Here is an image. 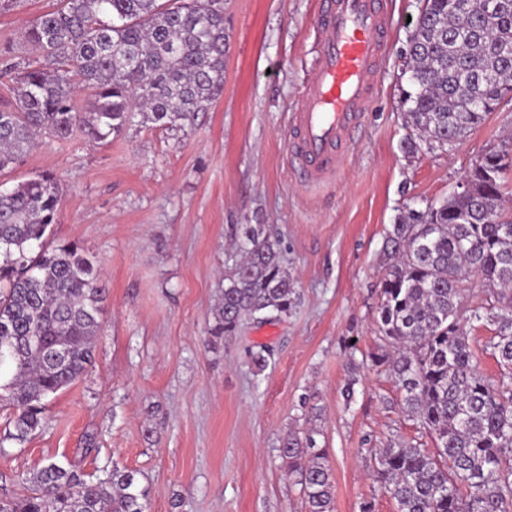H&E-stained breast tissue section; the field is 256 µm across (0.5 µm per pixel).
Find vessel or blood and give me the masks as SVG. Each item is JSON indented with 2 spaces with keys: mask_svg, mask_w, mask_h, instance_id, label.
<instances>
[{
  "mask_svg": "<svg viewBox=\"0 0 512 512\" xmlns=\"http://www.w3.org/2000/svg\"><path fill=\"white\" fill-rule=\"evenodd\" d=\"M318 57L292 116L290 159L303 180L337 176L386 49L383 0H324Z\"/></svg>",
  "mask_w": 512,
  "mask_h": 512,
  "instance_id": "1",
  "label": "vessel or blood"
}]
</instances>
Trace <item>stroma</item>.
<instances>
[{"instance_id":"35a3bbf8","label":"stroma","mask_w":512,"mask_h":512,"mask_svg":"<svg viewBox=\"0 0 512 512\" xmlns=\"http://www.w3.org/2000/svg\"><path fill=\"white\" fill-rule=\"evenodd\" d=\"M321 0H224V93L194 124L132 123L99 142L43 136L0 184L43 173L61 189L51 244H78L107 290L89 371L48 403L43 426L11 439L0 406V499L28 495L23 476L47 460L87 475L139 471L147 512H305L279 455L288 431L313 430L332 469L334 512H397L371 476V451L432 447L401 409V392L369 356L386 232L409 208L448 198L478 156L512 147V103L460 144L405 155L399 110L408 20L421 0H387L388 45L343 176L310 186L288 162L289 118L314 65ZM56 0L0 13V51L35 55L28 20ZM235 224L282 241L300 294L284 320L209 343ZM467 334L484 375L512 389L489 346ZM273 358L253 372L248 350ZM352 397H345V389Z\"/></svg>"}]
</instances>
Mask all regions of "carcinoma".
I'll use <instances>...</instances> for the list:
<instances>
[{
  "label": "carcinoma",
  "instance_id": "cac0c4a2",
  "mask_svg": "<svg viewBox=\"0 0 512 512\" xmlns=\"http://www.w3.org/2000/svg\"><path fill=\"white\" fill-rule=\"evenodd\" d=\"M494 2L486 13L480 0H425L408 38L405 153L445 151L512 100V0ZM24 39L38 59L0 55L14 99L0 109V172L42 132L104 141L136 115L185 126L224 92V0H58ZM78 83L91 90L83 112L73 107ZM511 172V152L489 151L465 174L466 193L399 213L386 234L376 326L387 349L371 362L394 375L403 412L434 442L374 454L376 482L397 512H512V391L480 371L464 329L495 324L490 348L512 370V222L502 220L501 191ZM60 200L50 173L0 190V403L20 441L40 426L47 399L92 365L107 297L76 244L47 243ZM234 248L210 328L224 341L248 318L288 317L299 300L281 241L264 225H234ZM473 276L488 298L466 307ZM249 356L258 373L271 350ZM315 445L290 431L278 451L307 512H333L331 468ZM25 482L31 494L0 501V512H146L149 497L139 472L117 465L94 482L50 460Z\"/></svg>",
  "mask_w": 512,
  "mask_h": 512
}]
</instances>
